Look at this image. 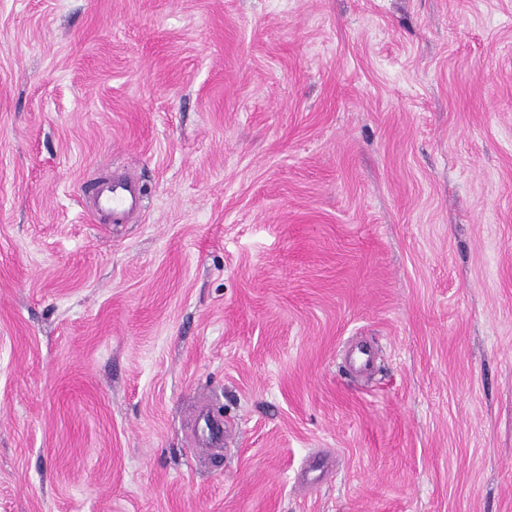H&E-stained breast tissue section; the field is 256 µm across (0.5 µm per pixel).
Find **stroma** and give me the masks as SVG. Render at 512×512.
<instances>
[{
  "mask_svg": "<svg viewBox=\"0 0 512 512\" xmlns=\"http://www.w3.org/2000/svg\"><path fill=\"white\" fill-rule=\"evenodd\" d=\"M0 512H512V0H0ZM89 189L98 206L113 213H124L139 205V196L135 189L125 181H113L106 186L95 182L90 184Z\"/></svg>",
  "mask_w": 512,
  "mask_h": 512,
  "instance_id": "obj_1",
  "label": "stroma"
}]
</instances>
